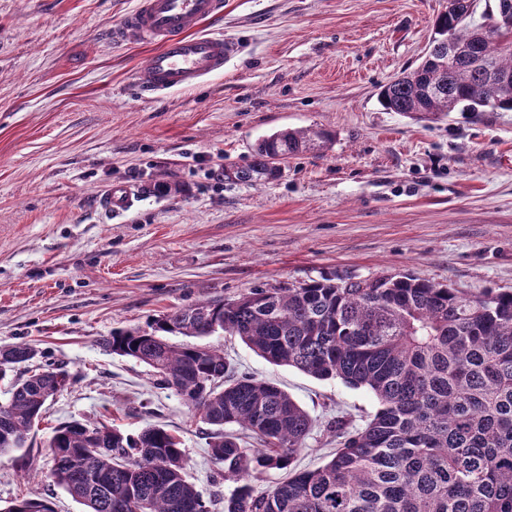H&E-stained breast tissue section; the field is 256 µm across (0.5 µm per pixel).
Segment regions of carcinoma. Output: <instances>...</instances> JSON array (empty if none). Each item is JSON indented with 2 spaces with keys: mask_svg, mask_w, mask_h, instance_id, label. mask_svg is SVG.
<instances>
[{
  "mask_svg": "<svg viewBox=\"0 0 512 512\" xmlns=\"http://www.w3.org/2000/svg\"><path fill=\"white\" fill-rule=\"evenodd\" d=\"M497 11L441 14L433 52L380 86L385 110L439 120L453 112H512V92H489L487 70L466 58L444 65L447 38L479 42L487 63L512 76V51L493 30ZM326 130H282L262 139L252 164L224 179L256 184L275 178L284 160L321 148ZM238 337L276 366L320 380L339 379L378 401L373 418L353 427L329 423L337 447L313 470L292 468L313 421L275 383L237 374L224 352L177 346L171 336ZM112 353L153 370L189 411L213 427L210 455L235 483L224 512H512V290L465 296L411 274L322 275L284 287L256 286L232 299L198 302L118 330L102 340ZM41 352L28 343L0 350V378ZM59 369L42 363L12 384L0 411V452L21 447L46 402L60 391ZM54 482L86 512H211L185 474L181 441L148 426L129 433L71 421L48 442ZM287 471L270 490L252 480ZM4 512H55L22 498Z\"/></svg>",
  "mask_w": 512,
  "mask_h": 512,
  "instance_id": "1",
  "label": "carcinoma"
}]
</instances>
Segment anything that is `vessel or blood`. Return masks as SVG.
<instances>
[{"label":"vessel or blood","mask_w":512,"mask_h":512,"mask_svg":"<svg viewBox=\"0 0 512 512\" xmlns=\"http://www.w3.org/2000/svg\"><path fill=\"white\" fill-rule=\"evenodd\" d=\"M223 14L224 0H138L113 27L112 39L152 46L137 72L144 94L186 89L222 72L233 55L231 40L202 30Z\"/></svg>","instance_id":"1"}]
</instances>
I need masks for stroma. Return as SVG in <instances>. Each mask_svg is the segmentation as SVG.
I'll use <instances>...</instances> for the list:
<instances>
[{
  "label": "stroma",
  "mask_w": 512,
  "mask_h": 512,
  "mask_svg": "<svg viewBox=\"0 0 512 512\" xmlns=\"http://www.w3.org/2000/svg\"><path fill=\"white\" fill-rule=\"evenodd\" d=\"M136 3L0 0V348L31 344L73 378L24 447L0 453V508L26 497L84 512L50 476L47 443L73 420L162 426L204 500L229 492L210 426L105 349L113 331L323 274L512 289V112L416 122L378 101L418 65L447 0H224L205 26L241 42L223 73L150 100L136 89L150 46L110 39ZM287 128L333 140L276 179L225 181ZM117 184L131 192L120 214L100 204ZM202 342L307 411L297 468L328 460L333 418L359 426L378 409L366 389L271 365L238 338Z\"/></svg>",
  "instance_id": "35a3bbf8"
}]
</instances>
